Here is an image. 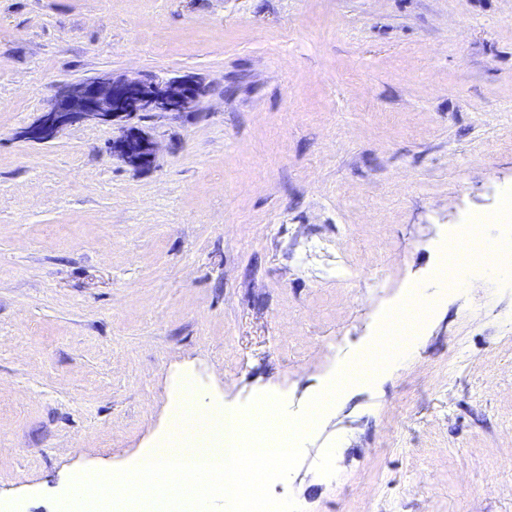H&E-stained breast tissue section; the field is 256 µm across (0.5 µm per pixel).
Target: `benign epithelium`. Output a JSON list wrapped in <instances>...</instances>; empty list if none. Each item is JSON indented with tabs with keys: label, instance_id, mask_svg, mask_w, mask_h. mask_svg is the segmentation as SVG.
Segmentation results:
<instances>
[{
	"label": "benign epithelium",
	"instance_id": "1",
	"mask_svg": "<svg viewBox=\"0 0 512 512\" xmlns=\"http://www.w3.org/2000/svg\"><path fill=\"white\" fill-rule=\"evenodd\" d=\"M205 93L204 84L191 74L171 78L107 74L63 85L51 107L22 128L18 137L34 143H49L63 129L93 120L118 127L119 136L109 144L112 155L134 168L145 169L155 163L158 147L133 120L145 113L164 116L185 112Z\"/></svg>",
	"mask_w": 512,
	"mask_h": 512
}]
</instances>
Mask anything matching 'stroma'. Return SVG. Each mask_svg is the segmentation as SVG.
I'll list each match as a JSON object with an SVG mask.
<instances>
[{
	"mask_svg": "<svg viewBox=\"0 0 512 512\" xmlns=\"http://www.w3.org/2000/svg\"><path fill=\"white\" fill-rule=\"evenodd\" d=\"M196 75L133 168L61 85ZM512 195V0H0V504L136 465L183 378L304 411L422 286L409 361L345 390L275 497L303 512H512V283L443 292Z\"/></svg>",
	"mask_w": 512,
	"mask_h": 512,
	"instance_id": "stroma-1",
	"label": "stroma"
}]
</instances>
